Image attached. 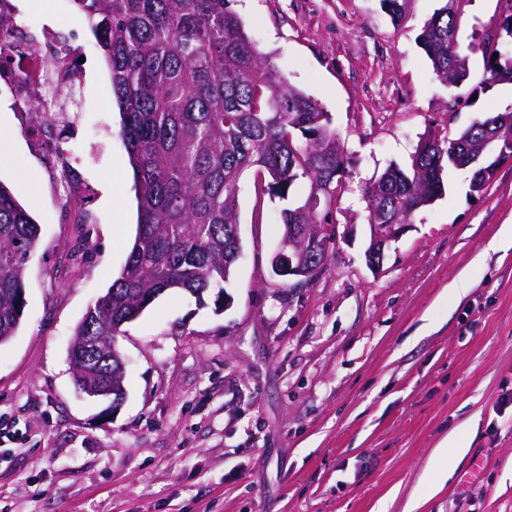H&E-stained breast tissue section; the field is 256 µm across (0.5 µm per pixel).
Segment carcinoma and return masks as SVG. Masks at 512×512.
I'll return each instance as SVG.
<instances>
[{
	"instance_id": "1",
	"label": "carcinoma",
	"mask_w": 512,
	"mask_h": 512,
	"mask_svg": "<svg viewBox=\"0 0 512 512\" xmlns=\"http://www.w3.org/2000/svg\"><path fill=\"white\" fill-rule=\"evenodd\" d=\"M231 0H74L110 70L122 119L121 137L133 170L138 224L119 276L108 287V304L91 305L79 322L78 340L92 336L101 346L120 335V324L136 320L168 290L180 289L222 308L238 249L237 186L256 175L260 196L289 198L300 180L329 194L341 191L347 171L336 152V135L321 104L288 85L229 8ZM470 0L440 7L425 24L420 44L437 79L450 88L469 78L468 61L448 33ZM485 82L512 83V56L497 42L483 45ZM497 59H492L493 54ZM494 116H483L443 135L429 132L431 145L414 152L410 167L393 166L365 183V208L383 214L393 200L403 205L397 223L407 224L421 199L443 195L441 172L459 167ZM306 200L281 210L282 224H327L328 213L302 211ZM38 227L9 188L0 184V345L15 336L26 294L25 266L37 247ZM101 361V377L125 379L122 357Z\"/></svg>"
}]
</instances>
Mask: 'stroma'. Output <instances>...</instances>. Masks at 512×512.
<instances>
[{
    "mask_svg": "<svg viewBox=\"0 0 512 512\" xmlns=\"http://www.w3.org/2000/svg\"><path fill=\"white\" fill-rule=\"evenodd\" d=\"M15 21L57 25L86 78L57 133L72 180L25 133L0 89V183L41 228L24 316L0 345V512H512V161L482 194L448 168L366 264L360 188L407 165L421 136L512 113V84L485 86L483 42L504 0H470L457 41L460 88L441 84L419 36L442 0H234L288 83L332 118L348 160L330 207L334 241L315 280L273 275L281 199L238 186L242 256L222 312L159 296L124 327L126 399L115 415L80 395L73 331L118 276L137 202L100 48L73 0H16ZM465 279V288L451 284ZM459 461L445 482L437 448Z\"/></svg>",
    "mask_w": 512,
    "mask_h": 512,
    "instance_id": "1",
    "label": "stroma"
}]
</instances>
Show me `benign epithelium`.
<instances>
[{
  "mask_svg": "<svg viewBox=\"0 0 512 512\" xmlns=\"http://www.w3.org/2000/svg\"><path fill=\"white\" fill-rule=\"evenodd\" d=\"M506 148L499 144V133L486 137L475 151L463 160V166L478 165L484 175L494 174L499 161L505 157ZM370 241L365 251L368 267L380 270L386 248L397 240L406 229L404 224H371ZM328 231L326 224H289L286 226L280 248L272 259V270L280 277L295 280L294 286L312 281L326 264L328 244L323 235ZM78 390L90 398L106 400V413L118 411L123 398L112 399V389L99 390L85 383V371L72 365Z\"/></svg>",
  "mask_w": 512,
  "mask_h": 512,
  "instance_id": "1",
  "label": "benign epithelium"
}]
</instances>
